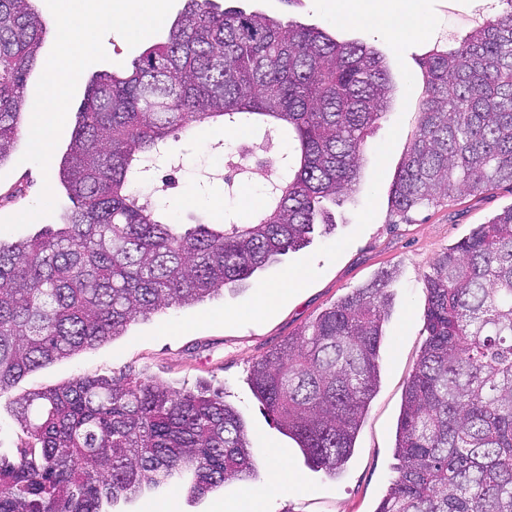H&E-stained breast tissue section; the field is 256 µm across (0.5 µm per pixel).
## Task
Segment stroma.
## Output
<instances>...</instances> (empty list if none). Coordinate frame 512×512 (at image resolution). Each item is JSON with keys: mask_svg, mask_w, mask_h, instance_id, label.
Returning a JSON list of instances; mask_svg holds the SVG:
<instances>
[{"mask_svg": "<svg viewBox=\"0 0 512 512\" xmlns=\"http://www.w3.org/2000/svg\"><path fill=\"white\" fill-rule=\"evenodd\" d=\"M227 7L258 10L283 20L329 30L383 52L397 90L386 116L367 138L357 190L334 207L336 226L315 234L304 249L289 253L248 285L227 289L199 303L139 318L125 334L71 358L37 369L0 393V454H15L25 436L13 411L19 395L53 388L75 378L153 379L177 390L220 389L242 416L251 452L258 463L249 482H228L196 502L184 489H146L120 502L114 512H224L243 488L258 490L269 478L265 460L285 451L294 486L266 502V512H374L397 476L395 441L407 382L426 340L423 279L448 248L468 237L476 225L512 205V188L464 197L413 213L411 222L389 221V189L416 130V107L425 94L420 60L435 43L451 47L469 33L473 13L494 14L487 0H421V33L399 37L393 28L353 23L327 11L323 0H220ZM20 140L14 159L0 167V198L15 188L16 201L0 205V218L34 205L44 186L41 169L20 162L27 148ZM291 141L276 131L247 127L236 139L224 137L220 123L193 130L162 150L133 181V190L154 204L162 221L183 227L197 220L241 222L248 218L243 192L264 195L288 160ZM181 200L172 210L168 201ZM303 268L299 288L271 308L257 304L259 288ZM395 271L392 304L384 331L380 384L361 425L346 469L331 477L309 468L295 443L278 428L254 395L249 375L256 358L330 307L338 298Z\"/></svg>", "mask_w": 512, "mask_h": 512, "instance_id": "35a3bbf8", "label": "stroma"}]
</instances>
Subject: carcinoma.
Returning <instances> with one entry per match:
<instances>
[{"label":"carcinoma","mask_w":512,"mask_h":512,"mask_svg":"<svg viewBox=\"0 0 512 512\" xmlns=\"http://www.w3.org/2000/svg\"><path fill=\"white\" fill-rule=\"evenodd\" d=\"M35 0H0V167L22 135L46 34ZM450 49L421 58L426 96L391 186L390 217L512 187V0ZM396 85L386 57L265 13L186 0L164 39L85 88L57 163L73 207L57 228L0 237V393L123 335L140 317L198 303L297 252L355 190L371 128ZM284 132L295 159L270 206L243 224L158 219L133 177L208 120ZM393 273L383 271L256 359L250 384L307 464L336 474L379 385ZM427 338L399 418L398 477L375 512H512V205L425 276ZM30 442L0 454V512H107L191 474L199 499L256 470L224 392L80 377L22 395Z\"/></svg>","instance_id":"1"}]
</instances>
